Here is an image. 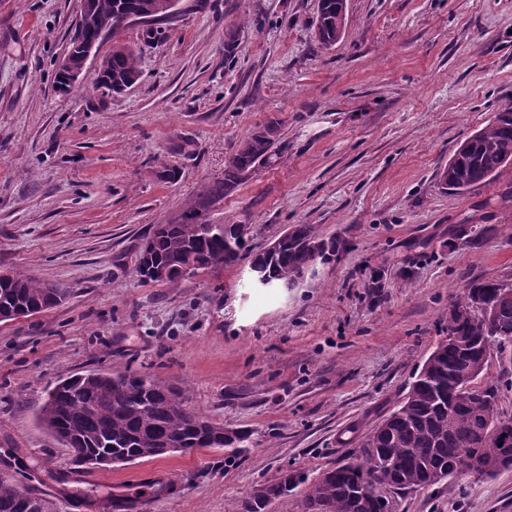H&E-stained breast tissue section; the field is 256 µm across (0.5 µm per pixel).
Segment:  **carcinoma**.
<instances>
[{"label": "carcinoma", "mask_w": 512, "mask_h": 512, "mask_svg": "<svg viewBox=\"0 0 512 512\" xmlns=\"http://www.w3.org/2000/svg\"><path fill=\"white\" fill-rule=\"evenodd\" d=\"M171 0H95L96 18L83 24L69 43V59L82 44L100 41L107 24L144 11L162 20ZM347 0H319L317 25L332 45L347 21ZM139 78L135 48L117 44L101 63L96 89L121 93ZM280 125L269 121L244 138L224 163V178L206 182L178 212V219L153 230L152 259L172 270L168 283L193 268L196 277L249 260L253 278L270 287L291 285L321 262L336 255V240L321 238L311 224H293L279 237L278 249L253 253L247 224H210L208 213L224 195L244 184L278 155ZM512 163V101L503 104L489 124L462 142L441 173L448 189L459 193L495 179ZM72 288L43 282L15 271L0 281V322L22 310L40 313L64 302ZM448 339L440 342L414 375L400 405L363 437L359 454L326 471L311 483L303 505L313 512H392V497L435 486L458 475L454 469L467 448L477 453L482 475L512 470V417L497 411L500 381L471 383L485 371L492 353L512 351V283H470L448 309ZM39 422L69 451L74 468L56 480L101 465L129 463L156 456L168 441L182 452L224 449V462L234 464L245 451L249 434H217L220 425L187 405L179 392L151 376L99 369L58 381L41 407ZM299 485L283 474L275 483L258 485L232 512H269V506ZM387 492V501L365 493L366 486ZM0 512H56L55 503L38 488L0 477Z\"/></svg>", "instance_id": "carcinoma-1"}]
</instances>
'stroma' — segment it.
<instances>
[{"instance_id": "stroma-1", "label": "stroma", "mask_w": 512, "mask_h": 512, "mask_svg": "<svg viewBox=\"0 0 512 512\" xmlns=\"http://www.w3.org/2000/svg\"><path fill=\"white\" fill-rule=\"evenodd\" d=\"M81 0H0V270L72 289L63 304L0 322V473L39 479L57 512L115 494L135 512H230L283 473L314 482L358 450L447 339L470 282H512V166L462 195L439 175L459 144L512 101V0H349L339 42L315 38L318 0H179L136 47L140 78L114 94L55 72ZM236 49L225 56L228 34ZM280 123L278 158L216 204L252 251L292 224L345 243L290 288L247 263L151 284L143 237L238 144ZM177 182L159 178L163 166ZM107 368L149 375L188 405L247 430L219 448L91 471L59 485L68 449L37 414L58 380ZM171 484L153 494L155 481ZM395 512H512V471L398 495Z\"/></svg>"}]
</instances>
